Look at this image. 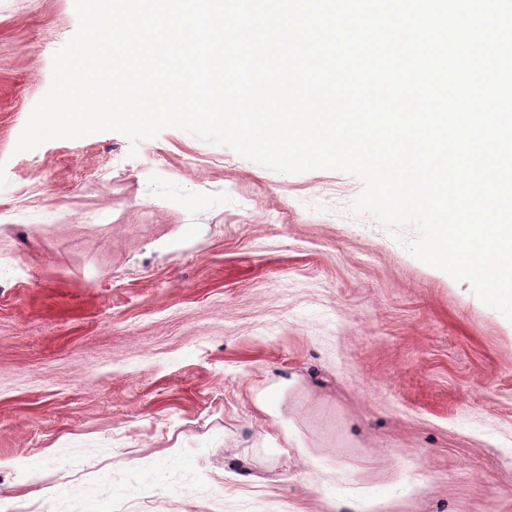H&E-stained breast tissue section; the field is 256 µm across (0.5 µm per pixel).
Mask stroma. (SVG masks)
I'll use <instances>...</instances> for the list:
<instances>
[{"mask_svg":"<svg viewBox=\"0 0 512 512\" xmlns=\"http://www.w3.org/2000/svg\"><path fill=\"white\" fill-rule=\"evenodd\" d=\"M77 27L0 0V512H512V321L357 177L175 128L16 152Z\"/></svg>","mask_w":512,"mask_h":512,"instance_id":"obj_1","label":"stroma"}]
</instances>
